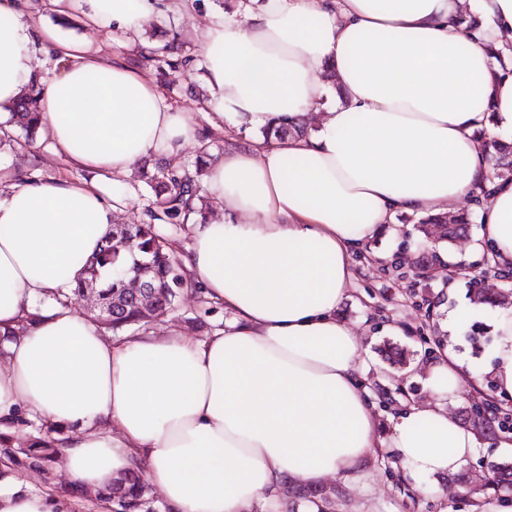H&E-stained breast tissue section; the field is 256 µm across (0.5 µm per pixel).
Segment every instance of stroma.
<instances>
[{
	"instance_id": "1",
	"label": "stroma",
	"mask_w": 512,
	"mask_h": 512,
	"mask_svg": "<svg viewBox=\"0 0 512 512\" xmlns=\"http://www.w3.org/2000/svg\"><path fill=\"white\" fill-rule=\"evenodd\" d=\"M226 0H193L191 9L174 11L171 0H158L156 18L139 33L138 42L162 47L176 41L183 50L197 54L194 29L212 15L223 13ZM25 21L37 27L52 26L66 39H87L94 48L148 75H156L154 63L143 61L129 45L125 35L105 27H89L82 0H71L66 14L59 15L44 6V0H23ZM161 93L177 107L189 112L206 143L187 144L179 164L193 166L201 150L220 153L226 137L251 139L248 131L227 129L215 134L210 130V115L204 109L208 92L204 71L168 70L158 83ZM11 140L0 143V170L12 177L32 172L37 179L63 178L73 183L90 179L89 171L70 165L54 152L47 134L26 141L19 127H12ZM124 206L120 223L142 216L152 197L139 171H132L115 186ZM416 214H401L394 224L369 241L364 252L374 266L365 261L355 265V278L348 298L339 309L345 322L361 333L366 351L360 369L367 391L377 405L382 429L407 404L430 402L432 395L422 366L445 347H452L465 362L491 368L493 352L500 338L499 319H512V307L487 312L449 324L448 317L461 309L473 308V278L481 274L489 255L480 243L479 224H472L464 238L450 243L432 244L423 250L417 230ZM224 309L202 296L194 288L182 289L175 308L167 316L150 324V331L178 329L193 339H201L224 325ZM19 480L41 489H50L67 503L69 512H119L115 501L83 494L70 487L56 466L35 472L22 467ZM331 512H474L478 499L493 493V486L477 483L470 496L456 495L446 477L411 478L404 474L395 449H376L353 479L328 478Z\"/></svg>"
}]
</instances>
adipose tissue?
Segmentation results:
<instances>
[{
	"mask_svg": "<svg viewBox=\"0 0 512 512\" xmlns=\"http://www.w3.org/2000/svg\"><path fill=\"white\" fill-rule=\"evenodd\" d=\"M91 26L136 35L157 0H85ZM477 15V26L457 21ZM207 105L235 127L305 124L306 137L228 144L207 159L184 278L226 313L194 340L177 329L110 341L92 319L37 298L67 292L120 205L112 187L147 157L175 160L197 136L149 75L24 21L0 0V104L34 77L38 44L61 69L37 97L57 153L93 172L0 176V433L54 427L58 468L109 492L146 468L169 512H251L289 485L349 476L390 443L413 476L451 474L477 446L444 405L482 374L445 353L426 369L433 402L382 431L338 310L352 257L397 214L457 216L512 267V177L491 178L484 144L512 143V0H233L195 34ZM334 74L325 83L322 71ZM0 470V512H63Z\"/></svg>",
	"mask_w": 512,
	"mask_h": 512,
	"instance_id": "ef3b65f1",
	"label": "adipose tissue"
}]
</instances>
